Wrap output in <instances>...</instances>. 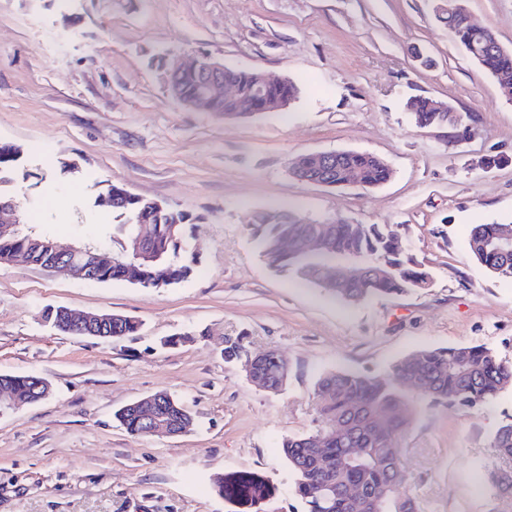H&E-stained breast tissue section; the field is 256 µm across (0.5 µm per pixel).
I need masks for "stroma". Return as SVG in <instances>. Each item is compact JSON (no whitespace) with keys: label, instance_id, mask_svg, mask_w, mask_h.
Segmentation results:
<instances>
[{"label":"stroma","instance_id":"stroma-1","mask_svg":"<svg viewBox=\"0 0 512 512\" xmlns=\"http://www.w3.org/2000/svg\"><path fill=\"white\" fill-rule=\"evenodd\" d=\"M440 0H0V142L19 147L7 184L58 241L112 239L109 185L190 214L200 264L143 288L0 262V374L33 375L49 398L0 409V512H237L216 475L267 477L260 512H305L284 438L318 426L317 378L389 373L423 349L483 344L512 362V280L467 253L472 225L512 220V102L467 57ZM512 50V0H467ZM206 53L299 88L288 111L230 121L166 89L164 56ZM412 96L474 115L472 135L416 126ZM379 155L392 178L368 192L308 184L288 163L317 151ZM502 157L487 170L485 158ZM80 160L78 172L65 160ZM283 211L308 224H387L432 277L405 296L344 304L273 274L250 235ZM133 317L137 335L69 336L48 307ZM289 363L279 393L225 363L228 337ZM178 345H168L171 337ZM159 391L194 418L176 437L134 435L119 408ZM402 439L407 493L421 512H512L488 477L512 387L462 410L413 394Z\"/></svg>","mask_w":512,"mask_h":512}]
</instances>
